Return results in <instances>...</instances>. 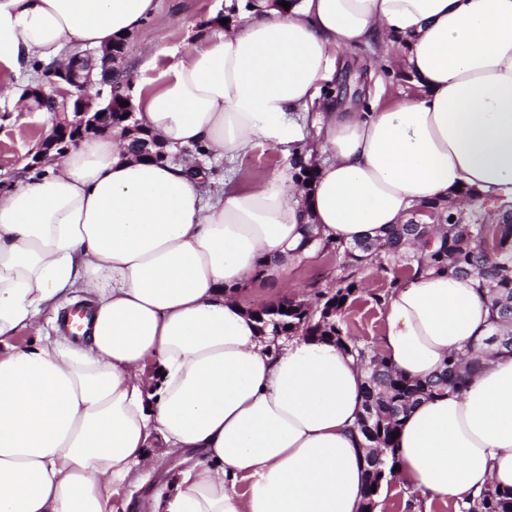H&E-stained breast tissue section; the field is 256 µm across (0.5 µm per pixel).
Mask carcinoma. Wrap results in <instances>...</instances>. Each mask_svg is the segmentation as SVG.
<instances>
[{"label": "carcinoma", "instance_id": "obj_1", "mask_svg": "<svg viewBox=\"0 0 512 512\" xmlns=\"http://www.w3.org/2000/svg\"><path fill=\"white\" fill-rule=\"evenodd\" d=\"M512 205L502 202L497 207L495 222L485 220L481 211L465 217L448 213L442 232L428 242L432 229L417 224H395L374 238L360 240L344 248L342 273L332 285L316 294L318 307L312 309L295 297H285L277 303L251 311L263 335L301 336L311 342L333 343L357 357L367 377L363 410L358 428L364 438L366 455L365 486L362 508L374 512L377 493L386 475L393 474L397 465L395 439L402 418L423 399L448 390L458 393L469 376L485 359L486 348L493 347L512 354ZM424 241L428 251V267L450 275L474 276L480 287L488 289L491 333L480 347H472L464 356L453 353L445 367L424 380H412L393 370L384 356L373 346L359 345L345 333V311L360 299L358 275L367 260H378V271L390 276L387 287L392 289L417 273L414 265H422L416 253L408 251L413 240ZM459 512H512V488L495 484L483 488L459 507Z\"/></svg>", "mask_w": 512, "mask_h": 512}]
</instances>
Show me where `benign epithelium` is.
Masks as SVG:
<instances>
[{
	"mask_svg": "<svg viewBox=\"0 0 512 512\" xmlns=\"http://www.w3.org/2000/svg\"><path fill=\"white\" fill-rule=\"evenodd\" d=\"M126 40L121 44L115 43L102 50H92L71 58L70 63L58 69L53 80L54 93L49 94L43 88L30 89V99L58 103L56 95L66 98L71 94L70 88L81 85L85 79L93 75L95 69H100L102 83L118 89L116 81L122 74L120 63L125 54ZM105 108L101 107L97 98L90 95L82 96L74 101L71 113H63L57 118L53 134L42 141L39 150L27 155V168L36 169L42 166L44 158L53 152L62 153L75 141H80L86 135L106 128L104 125Z\"/></svg>",
	"mask_w": 512,
	"mask_h": 512,
	"instance_id": "7a95c632",
	"label": "benign epithelium"
}]
</instances>
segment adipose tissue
I'll return each instance as SVG.
<instances>
[{
	"instance_id": "1",
	"label": "adipose tissue",
	"mask_w": 512,
	"mask_h": 512,
	"mask_svg": "<svg viewBox=\"0 0 512 512\" xmlns=\"http://www.w3.org/2000/svg\"><path fill=\"white\" fill-rule=\"evenodd\" d=\"M156 0H0V66L67 61L135 33ZM236 22L127 93L166 157L121 129L0 185V512H116L149 449L184 453L148 512H360L365 374L331 343L260 335L245 288L281 285L308 231L350 245L433 202L512 201V0H240ZM396 50L387 107L336 112L338 50ZM279 147L288 165L213 189L198 151ZM314 179L299 178V163ZM94 310L85 340L37 337L59 298ZM375 346L410 379L490 333L472 276L393 288ZM395 483L460 502L512 487V355L423 400L396 440Z\"/></svg>"
}]
</instances>
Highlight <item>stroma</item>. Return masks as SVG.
Masks as SVG:
<instances>
[{
	"label": "stroma",
	"instance_id": "35a3bbf8",
	"mask_svg": "<svg viewBox=\"0 0 512 512\" xmlns=\"http://www.w3.org/2000/svg\"><path fill=\"white\" fill-rule=\"evenodd\" d=\"M157 18L146 22L129 39L122 68L128 75L138 74L144 62L143 52L150 46L167 48L168 62L184 57L191 43L184 22L191 17L210 21L229 18L227 0H157ZM373 52L360 49L355 53L341 52L336 56V74L331 88L337 111L358 112L364 107L368 83H375L380 105L394 102L405 87V77L397 61L390 56L384 57L378 70H370L369 60ZM34 76L22 69L11 73L0 71V178L8 179L18 173L22 157L31 152L33 144L40 142L44 125L42 116L37 112L26 115L16 114L13 101L21 95L24 87L33 82ZM24 123L26 136L17 139L14 129L17 123ZM285 162L280 149L264 147L233 161H210L209 167L216 178H223L237 168L251 170L255 178L269 175ZM341 272L338 257L317 254L313 257L293 263L282 289L283 294L312 301L314 288H327L332 279ZM363 292L358 302L347 312V330L350 336L362 343H374L382 327V305L374 296L381 293L385 281L372 270H364L361 275ZM181 468L178 458L167 456L163 459L161 470H142L141 486H129L120 490L116 502L120 512H135L136 502L155 491L162 475H175Z\"/></svg>",
	"mask_w": 512,
	"mask_h": 512
}]
</instances>
